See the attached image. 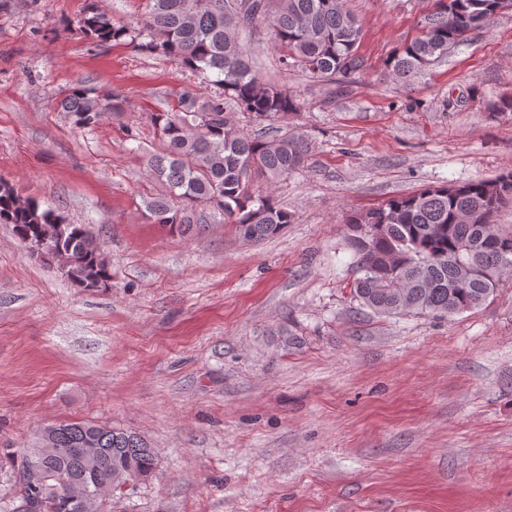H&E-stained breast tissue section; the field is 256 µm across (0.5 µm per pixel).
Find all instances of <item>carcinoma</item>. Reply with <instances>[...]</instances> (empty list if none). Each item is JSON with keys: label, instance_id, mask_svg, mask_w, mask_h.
<instances>
[{"label": "carcinoma", "instance_id": "obj_1", "mask_svg": "<svg viewBox=\"0 0 512 512\" xmlns=\"http://www.w3.org/2000/svg\"><path fill=\"white\" fill-rule=\"evenodd\" d=\"M423 35L388 60L394 75L408 82L468 35L484 29L512 8V0H438ZM244 12L243 28L267 25L283 60L308 69L317 79L351 76L364 70L357 52L361 30L345 0H147L142 26L116 24L90 5L77 22L96 45L131 37L139 51L179 61L201 80L221 89L214 96L184 93L174 112H158L151 122L163 141L148 159L153 178L165 191L147 204L150 219L181 236L204 230L197 207L207 206L235 225L247 241L277 235L293 215L272 195L252 191L256 181L271 187L308 162L306 140L287 135L273 140L245 134L225 113L230 102L257 120L284 119L301 111L296 96L259 81L246 46L229 14ZM123 96L104 102L78 84L60 109L83 129L96 127L104 113L117 111ZM512 204V170L494 179L429 186L389 199L351 216L346 243L357 277L351 293L361 307L378 315L432 314L452 317L484 305L512 283V229L494 223ZM0 223L12 225L23 245L46 239L53 260L74 286L99 290L112 279L110 263L82 224H67L51 208L25 198L0 181ZM107 449L96 474L58 448L86 442ZM38 465L48 480L31 483L25 475ZM157 464L153 446L141 435L91 421H63L43 427L22 454L15 483L30 512H62L69 484L88 486L83 512H101L97 486L117 488L129 474L149 476Z\"/></svg>", "mask_w": 512, "mask_h": 512}]
</instances>
